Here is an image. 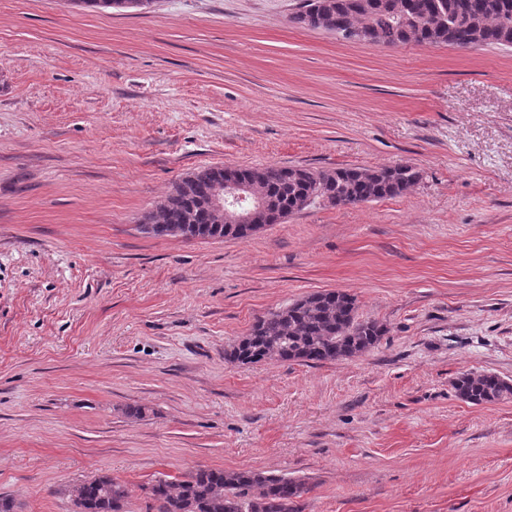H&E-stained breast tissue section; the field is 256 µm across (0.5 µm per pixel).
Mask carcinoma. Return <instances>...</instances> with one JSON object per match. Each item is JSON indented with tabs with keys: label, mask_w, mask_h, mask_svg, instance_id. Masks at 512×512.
I'll use <instances>...</instances> for the list:
<instances>
[{
	"label": "carcinoma",
	"mask_w": 512,
	"mask_h": 512,
	"mask_svg": "<svg viewBox=\"0 0 512 512\" xmlns=\"http://www.w3.org/2000/svg\"><path fill=\"white\" fill-rule=\"evenodd\" d=\"M152 0H83L94 8H141ZM300 27L322 29L347 40L360 30L363 41L382 46L419 45L512 47V0H303L292 17ZM422 179L409 164L376 168L207 167L184 179L142 218L147 233L169 236L184 225L189 238L246 239L234 224H219L209 205L223 182L258 187L270 209L285 216L317 202L331 207L358 205L400 196ZM386 328L362 320L354 295L340 290L310 293L256 321L226 353L239 365L295 361L320 364L361 355L380 342ZM456 396L469 404L512 396V384L491 372H463ZM84 512H125L126 485L108 475L82 482ZM151 512H301L306 483L252 471L198 468L181 478L159 477L143 486Z\"/></svg>",
	"instance_id": "1"
}]
</instances>
